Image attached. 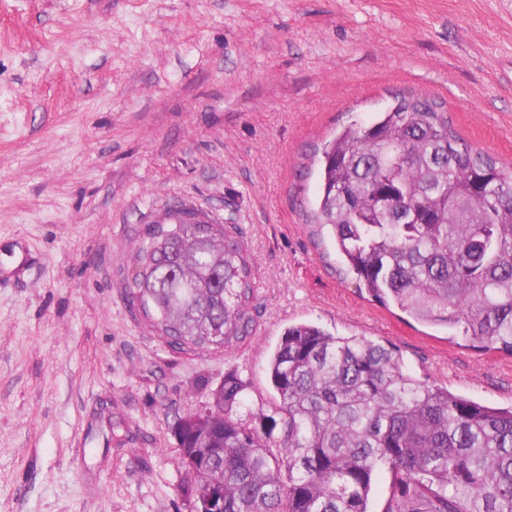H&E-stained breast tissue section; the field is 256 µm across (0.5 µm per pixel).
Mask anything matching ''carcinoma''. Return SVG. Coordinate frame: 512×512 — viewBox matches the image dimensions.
Masks as SVG:
<instances>
[{"mask_svg": "<svg viewBox=\"0 0 512 512\" xmlns=\"http://www.w3.org/2000/svg\"><path fill=\"white\" fill-rule=\"evenodd\" d=\"M316 205L356 288L425 326L512 357V170L472 148L443 102L401 94L324 145ZM151 224L127 268L129 302L171 346L229 349L252 331L256 288L243 244L204 214ZM280 403L259 433L232 416L224 379L208 416L177 421L180 464L211 449L188 496L222 512H368L391 474L385 512H512V408L420 381L365 336L289 326L270 359ZM280 434L273 436L275 428ZM391 494V478L387 472H380L374 482L368 502L369 512H384Z\"/></svg>", "mask_w": 512, "mask_h": 512, "instance_id": "1", "label": "carcinoma"}]
</instances>
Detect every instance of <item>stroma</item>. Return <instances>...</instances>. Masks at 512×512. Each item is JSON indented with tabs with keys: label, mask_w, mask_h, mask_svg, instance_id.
<instances>
[{
	"label": "stroma",
	"mask_w": 512,
	"mask_h": 512,
	"mask_svg": "<svg viewBox=\"0 0 512 512\" xmlns=\"http://www.w3.org/2000/svg\"><path fill=\"white\" fill-rule=\"evenodd\" d=\"M398 93L512 167V0H0V512H190L177 419L231 373L240 418L274 414L292 324L512 406L511 357L369 300L306 222L323 145ZM177 203L254 261L233 349L174 348L127 300Z\"/></svg>",
	"instance_id": "1"
}]
</instances>
